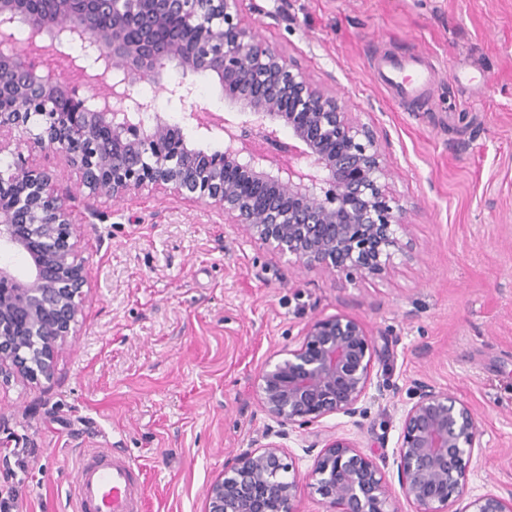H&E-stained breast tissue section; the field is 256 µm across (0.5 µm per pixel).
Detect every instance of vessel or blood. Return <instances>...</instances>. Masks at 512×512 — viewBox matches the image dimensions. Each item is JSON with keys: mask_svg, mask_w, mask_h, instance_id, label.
I'll use <instances>...</instances> for the list:
<instances>
[{"mask_svg": "<svg viewBox=\"0 0 512 512\" xmlns=\"http://www.w3.org/2000/svg\"><path fill=\"white\" fill-rule=\"evenodd\" d=\"M435 78L420 53L389 57L377 66V81L399 100L424 97ZM77 512H141L140 471L114 449L85 454L75 477Z\"/></svg>", "mask_w": 512, "mask_h": 512, "instance_id": "vessel-or-blood-1", "label": "vessel or blood"}]
</instances>
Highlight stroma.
<instances>
[{"label": "stroma", "instance_id": "stroma-1", "mask_svg": "<svg viewBox=\"0 0 512 512\" xmlns=\"http://www.w3.org/2000/svg\"><path fill=\"white\" fill-rule=\"evenodd\" d=\"M241 16L385 149L410 212L413 260L367 277L302 269L225 223L221 210L153 191L76 206L91 288L51 378L0 377V448H22L19 512H77L88 451L137 466L143 512H206L228 457L273 441L256 376L314 318L363 320L379 356L362 413L292 426L282 441L299 512H326L308 475L346 436L398 481L403 417L419 385L467 403L484 448L469 496L512 488V0H241ZM419 51L427 96L399 103L375 62ZM487 81L455 84L456 65ZM79 192L81 175L33 143L0 152ZM97 217H90L89 208Z\"/></svg>", "mask_w": 512, "mask_h": 512}]
</instances>
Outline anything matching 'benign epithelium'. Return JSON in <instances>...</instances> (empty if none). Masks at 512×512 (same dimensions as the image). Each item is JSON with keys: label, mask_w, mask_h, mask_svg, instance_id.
<instances>
[{"label": "benign epithelium", "mask_w": 512, "mask_h": 512, "mask_svg": "<svg viewBox=\"0 0 512 512\" xmlns=\"http://www.w3.org/2000/svg\"><path fill=\"white\" fill-rule=\"evenodd\" d=\"M240 0H0V41L27 32L23 53L0 51V137L15 132L61 155L95 198L145 189L224 210V223L294 257L304 268L375 275L404 242L407 210L390 192L393 169L369 128L334 91L316 86L285 52L243 23ZM77 44L76 93L40 59ZM170 69L218 80L233 110L194 105L198 138L219 135L206 153L141 94L145 80L184 103L193 87L169 84ZM288 140H283V132ZM75 195L47 172L14 163L0 172V253H21L28 271L0 264V376L28 381L54 372L73 335L88 276L71 220ZM303 342L260 368L257 401L283 425L352 416L365 396L375 349L367 325L337 314L310 320ZM483 448L471 408L423 386L406 411L399 487L415 512H452L467 496ZM282 445L270 441L227 460L207 489V512H296L297 479L285 476ZM311 478L327 512H389L396 498L376 460L356 439L337 436L316 454ZM464 512H512V490L472 498Z\"/></svg>", "instance_id": "benign-epithelium-1"}]
</instances>
